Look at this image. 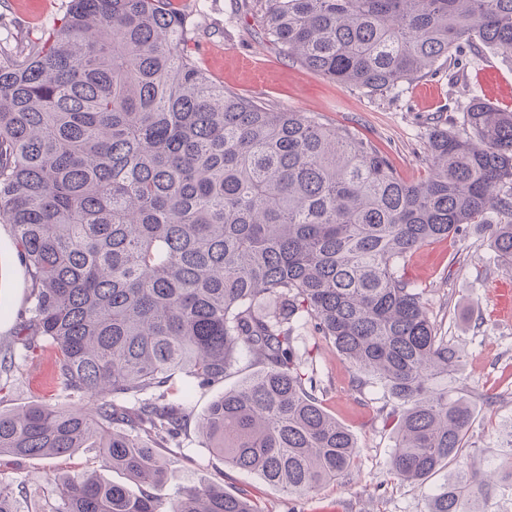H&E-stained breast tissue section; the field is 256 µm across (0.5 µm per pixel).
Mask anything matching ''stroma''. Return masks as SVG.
<instances>
[{
    "mask_svg": "<svg viewBox=\"0 0 512 512\" xmlns=\"http://www.w3.org/2000/svg\"><path fill=\"white\" fill-rule=\"evenodd\" d=\"M69 0H0V44L14 45L53 28ZM193 28L187 50L226 91L258 98L279 111L314 112L336 127L348 126L386 151L406 180L424 177V148L437 125L462 129V107L476 92L493 105L512 110V64L493 52L464 58L453 70L417 79L386 96H370L331 81L289 60L263 40L245 0H173ZM491 241L473 224L457 238L424 246L407 260L404 273L424 290V301L439 335L459 346L463 359L447 378L456 396L468 401L473 422L467 449L455 462L468 469L499 453V424L512 418V312L496 308V290L512 280V270L493 264ZM30 306L29 280L9 225L0 224V347L14 339L17 324ZM300 350L309 351L323 387L322 405L358 443L352 475L317 491L291 496L266 484L256 473L225 465L205 446L199 419L225 390L258 371L249 352H241L222 383L186 391L182 376L172 379L173 399L182 403L187 421L177 441L162 449L170 459L166 477L154 494L167 501L187 488L216 484L248 497L260 512H312L342 504L346 512H426L436 482L410 483L394 475V403L380 386L354 391L353 368L334 344L311 327L295 333ZM49 403L61 409L70 396L54 381V353L38 351L0 388V411ZM95 474L128 484L122 472L103 467L100 451L81 448L62 458L0 459V481L12 485L21 506L51 489L57 478Z\"/></svg>",
    "mask_w": 512,
    "mask_h": 512,
    "instance_id": "1",
    "label": "stroma"
}]
</instances>
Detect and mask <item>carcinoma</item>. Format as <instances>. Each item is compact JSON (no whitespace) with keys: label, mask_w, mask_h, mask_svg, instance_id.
Here are the masks:
<instances>
[{"label":"carcinoma","mask_w":512,"mask_h":512,"mask_svg":"<svg viewBox=\"0 0 512 512\" xmlns=\"http://www.w3.org/2000/svg\"><path fill=\"white\" fill-rule=\"evenodd\" d=\"M262 35L332 80L382 95L466 53L512 59V0H249ZM171 0H70L61 25L0 59V224L12 228L31 306L0 376L50 346L76 399L0 411V456L101 449L133 481L161 482L180 434L172 375L224 381L245 348L262 368L204 414L208 448L301 496L349 475L358 446L329 415L293 333L309 323L400 407L392 471L446 473L427 512H495L501 460L451 473L469 405L436 379L461 351L437 335L401 273L432 242L480 224L512 267V110L479 95L464 134L439 126L429 172L321 116L224 91L185 50ZM490 213L509 218L489 224ZM275 297L274 305L265 302ZM0 512H21L0 481ZM36 512H259L217 485L164 503L96 476L68 478Z\"/></svg>","instance_id":"carcinoma-1"}]
</instances>
